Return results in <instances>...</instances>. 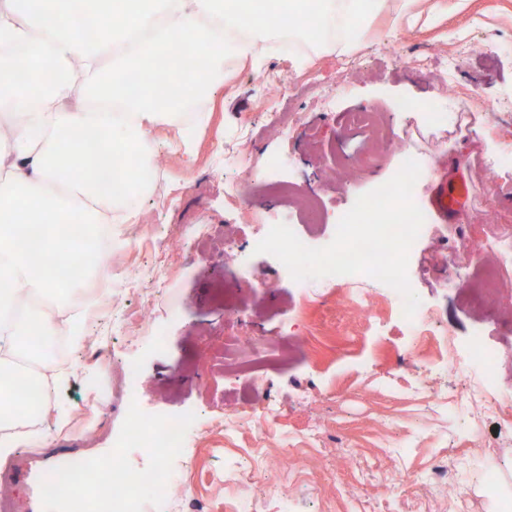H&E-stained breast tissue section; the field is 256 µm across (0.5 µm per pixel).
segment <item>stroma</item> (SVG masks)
<instances>
[{
    "label": "stroma",
    "instance_id": "1",
    "mask_svg": "<svg viewBox=\"0 0 512 512\" xmlns=\"http://www.w3.org/2000/svg\"><path fill=\"white\" fill-rule=\"evenodd\" d=\"M403 4L386 0L359 39L329 36L298 50L286 40L289 26L255 34L256 57L227 59L223 81L206 94L207 119L193 144L171 123L150 130L144 161L157 180L137 191L136 207L112 206L125 218L110 237L112 307L85 323L71 346L67 380L52 387L41 431L19 438L0 460V479L21 512H44L45 487L73 457H111L131 393L148 419L182 422L187 441L183 454L164 460L125 451L131 472L162 468L188 479L192 494L170 490L156 512H231L243 495L264 499V512H497L482 490L487 460L500 497L512 500V418L484 415L458 399L475 385L512 398V257L497 274V307L477 297L486 268L457 264L464 243L504 252L512 237V194L493 200L487 191L485 165L503 142L483 132L489 106L512 108V52L485 51L512 42V0ZM423 51L428 68L409 64ZM397 54L404 63L393 64ZM272 73L290 84L284 99L263 86ZM449 73L473 95L468 108L479 135L448 133L458 101L437 79ZM318 82L330 90L328 106L316 102ZM406 98L417 110L398 111ZM360 110L382 114L401 143L346 183L332 169L337 156L357 157L369 146L347 124ZM407 154L434 168L415 184L423 207L442 182L469 189L465 223L445 224L430 212L409 253V282L430 316L421 330L394 313L391 288L381 281L364 280L353 293L322 283L304 288L275 257L256 253L248 209L288 216L306 246H327L356 199L389 181ZM249 175L314 194L318 207L275 203L263 191L228 207L225 186ZM492 207L500 213L495 224L485 218ZM228 224L236 227L231 262L224 259ZM175 240L184 241V256L157 263ZM241 266L273 283L266 295L240 289V311L264 330L289 334L285 367L224 371L229 319L212 297ZM355 294L371 300L372 316L354 309ZM144 302L156 311L153 323L139 319ZM478 343L496 356L494 373L472 356ZM103 390L110 393L104 409L78 420L88 395ZM227 417L240 420L230 436L220 427ZM205 421L214 429L203 435ZM286 448L299 449L298 472L284 473ZM232 470L258 471L261 480L225 487L217 475ZM396 474L411 476V484H395Z\"/></svg>",
    "mask_w": 512,
    "mask_h": 512
}]
</instances>
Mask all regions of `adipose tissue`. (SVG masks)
I'll list each match as a JSON object with an SVG mask.
<instances>
[{
  "label": "adipose tissue",
  "mask_w": 512,
  "mask_h": 512,
  "mask_svg": "<svg viewBox=\"0 0 512 512\" xmlns=\"http://www.w3.org/2000/svg\"><path fill=\"white\" fill-rule=\"evenodd\" d=\"M0 0V112L13 118L15 159L0 156V427L21 417L15 386L3 373L32 348L35 336L82 326L58 325L49 313L20 314L21 297L67 301L68 273L47 271L64 259L98 270L100 202L141 185L140 160L150 127L172 120L185 99L203 97L228 56L256 53L248 39L224 43L231 28L278 29L291 15L342 19L349 35L368 27V0ZM97 26L92 48L82 46L87 21ZM192 38L198 65L131 91L141 52L166 55ZM27 55L28 78L16 75L15 48Z\"/></svg>",
  "instance_id": "ef3b65f1"
}]
</instances>
